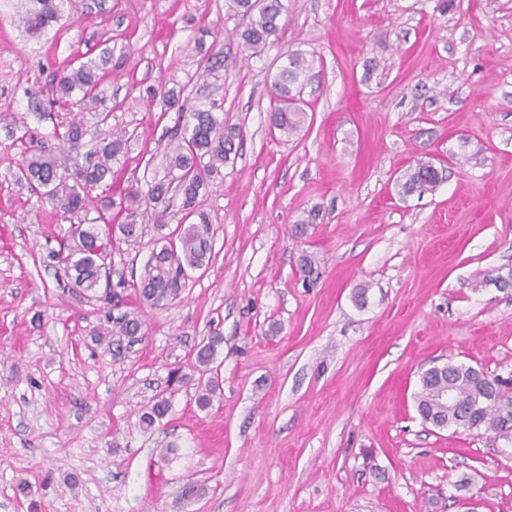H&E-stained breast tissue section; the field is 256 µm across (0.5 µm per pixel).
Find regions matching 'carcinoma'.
<instances>
[{
  "label": "carcinoma",
  "mask_w": 512,
  "mask_h": 512,
  "mask_svg": "<svg viewBox=\"0 0 512 512\" xmlns=\"http://www.w3.org/2000/svg\"><path fill=\"white\" fill-rule=\"evenodd\" d=\"M38 7L27 17V30L40 32L59 19L55 0H37ZM229 9L247 19L238 32L241 46L253 54L262 52L279 39L278 19L283 10L282 0H229ZM309 69L303 55L291 52L273 84V106L270 124L275 130L291 135L301 128L305 112L301 107L305 76ZM104 79L99 68L90 63L72 66L52 79L49 104L68 110L73 94L94 99ZM185 88L168 89L165 85L146 88L150 103L161 111L177 109L178 125L171 133L174 142L169 158L168 175L154 183L146 193L131 189L127 201L149 203L167 196L181 198V217L176 228L155 224L154 246L139 279L132 282L135 295L151 308H161L181 298L188 286L190 272L208 267L212 254L213 226L206 214L198 209V197L205 182L219 173L237 155L240 130L224 122V117L198 106H187ZM83 128L76 116L68 114L53 131L39 137L27 126L12 133L11 147L19 150V171L30 185H36L47 202L70 216L86 210L90 192L107 187L112 177V164L124 153L126 133L110 130L100 139L98 147L84 165L65 168L56 150L66 143L79 140ZM443 172L431 163H423L408 171L401 183L402 194L423 195L442 181ZM138 210L128 209L127 221L112 223V218L99 215L98 224L82 221L70 225L67 236L50 251L63 270L70 288L95 299L111 301L119 297L112 288V253L121 244L141 241L147 225L136 221ZM144 321L125 315L112 329V344H134L144 337ZM223 337L212 334L199 343L196 362L200 367L196 404L201 410L212 406L221 392L219 367L215 366ZM444 388L452 390L454 402L444 404L437 399ZM416 409L425 423L436 428H459L463 431L483 428L512 442V380L491 377L482 369L465 363L448 362L420 376L414 394ZM170 403L161 398L149 404L140 417L142 428L148 430L164 419Z\"/></svg>",
  "instance_id": "cac0c4a2"
}]
</instances>
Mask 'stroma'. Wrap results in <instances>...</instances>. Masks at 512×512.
I'll use <instances>...</instances> for the list:
<instances>
[{"instance_id": "stroma-1", "label": "stroma", "mask_w": 512, "mask_h": 512, "mask_svg": "<svg viewBox=\"0 0 512 512\" xmlns=\"http://www.w3.org/2000/svg\"><path fill=\"white\" fill-rule=\"evenodd\" d=\"M283 3L278 41L249 57L226 0H77L37 34L34 0H0V107L32 131L61 112L30 88L104 60L67 154L127 130L113 200L166 173L178 114L146 87L186 88L241 130L199 196L209 267L152 309L68 287L49 253L70 222L17 183L0 121V512H512V443L425 424L414 402L434 365L512 375V288L492 283L512 268V0ZM203 25L218 37L199 50ZM291 50L310 67L287 137L268 113ZM206 55L219 65L203 77ZM423 161L444 180L402 195ZM125 313L145 337L116 353ZM214 330L222 394L202 410L195 352ZM159 396L169 414L140 429ZM190 481L200 500L180 499Z\"/></svg>"}]
</instances>
